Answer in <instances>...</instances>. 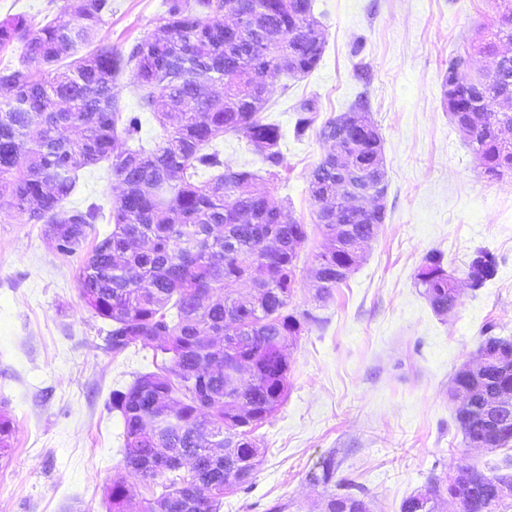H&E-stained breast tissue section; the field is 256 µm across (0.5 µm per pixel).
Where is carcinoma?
Listing matches in <instances>:
<instances>
[{
  "label": "carcinoma",
  "instance_id": "obj_1",
  "mask_svg": "<svg viewBox=\"0 0 512 512\" xmlns=\"http://www.w3.org/2000/svg\"><path fill=\"white\" fill-rule=\"evenodd\" d=\"M158 17L162 35L135 44L127 53L98 41V29L112 15V0H74L43 24L25 15L0 18V51L22 47L19 65L0 67V208L43 225L57 252L74 254L94 224L107 218L112 231L98 240L79 266L80 295L93 314L109 323L105 348L120 354L139 346L152 350L155 370L142 373L124 389L112 391V409L123 424V468L151 483L140 512H220L224 490L250 482L262 455L256 427L285 401L294 346L314 317L288 312L298 285V258L290 245L305 242L307 227L282 224L283 209L254 189L256 174L221 159L216 140H246L276 176L283 166L281 127L267 121V78L280 73L305 77L322 60L326 40L313 13V0H163ZM226 13L243 17L236 32L212 22ZM265 44L266 53L257 46ZM512 45V30L494 24L476 37L473 49L491 61L482 74L483 92L471 86L466 59L448 55L447 73L461 93L481 98L482 120L465 139L483 173L498 178L512 171V149H505L489 127L512 126V98L498 99L512 87V57L498 63L501 46ZM72 57L62 68L60 60ZM131 68L145 90L140 110L155 112L164 130L160 143L143 145V121L120 110L116 81ZM221 84V95L212 93ZM294 133L300 138L316 120V100L299 102ZM137 142L119 150L118 134ZM344 150L358 164L380 151L370 134L357 135ZM109 162L122 192L109 214L91 202L66 210L77 172ZM218 169L220 173L211 174ZM331 154L312 169L308 190L317 204L315 224L332 239L351 226L373 238L385 214L354 216L349 209L328 214L340 190ZM326 297L346 281L347 242L314 255ZM497 272L485 250L468 265L470 286L482 287ZM437 312L458 301L454 278L443 254L432 251L416 274ZM250 283L249 295L236 285ZM485 329L479 353L493 357L512 349V339ZM512 389V372L494 369L478 385L455 374L449 396L459 390L479 395ZM470 441L483 431L481 419L456 418ZM14 423L0 412V450L10 447ZM512 442V414L503 418L493 447ZM166 451L190 462L192 473L158 471L155 457ZM340 462L330 452L308 473L315 485L335 481ZM476 497L451 476L432 475L425 492L405 498L400 512H437L439 500L460 497L463 512H502L509 508L495 492L508 474L487 475ZM363 489L349 485L329 495L325 512H370ZM134 487L116 475L104 489L108 512H125Z\"/></svg>",
  "mask_w": 512,
  "mask_h": 512
}]
</instances>
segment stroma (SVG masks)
Listing matches in <instances>:
<instances>
[{"mask_svg":"<svg viewBox=\"0 0 512 512\" xmlns=\"http://www.w3.org/2000/svg\"><path fill=\"white\" fill-rule=\"evenodd\" d=\"M162 0H112L101 40L122 50L157 31ZM326 47L300 78L269 80L266 115L284 134V165L269 176L245 139L225 136L224 161L248 166L256 188L304 224L299 286L291 306L309 312L289 350L288 394L255 431L264 449L248 487L228 491L221 512H324L329 488L307 474L328 452L336 479L361 486L371 512H399L431 474L472 465L485 473L508 451L468 446L448 390L475 362L485 325L512 337V175L488 179L451 122L441 82L451 52L468 51L497 16L494 0H314ZM366 95L382 139L386 219L363 258L331 296L310 277L324 243L307 182L330 146L316 131L295 139L294 109L317 102L318 122ZM120 190L107 162L79 171L67 206L111 208ZM92 247L58 253L42 225L0 217V411L15 422L0 456V512H105L103 488L123 467L122 420L111 392L151 371V353L103 348L106 323L84 304L78 268ZM493 253L495 278L473 289L468 264ZM442 252L459 298L435 312L415 276Z\"/></svg>","mask_w":512,"mask_h":512,"instance_id":"35a3bbf8","label":"stroma"}]
</instances>
